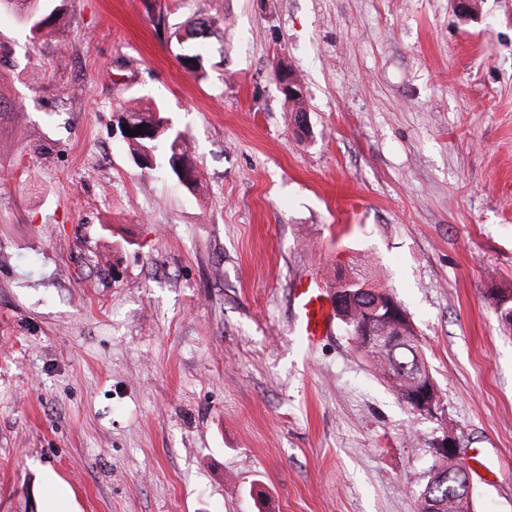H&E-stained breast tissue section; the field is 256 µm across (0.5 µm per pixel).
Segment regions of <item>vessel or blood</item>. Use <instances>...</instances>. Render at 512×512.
I'll use <instances>...</instances> for the list:
<instances>
[{"label": "vessel or blood", "instance_id": "b4317fda", "mask_svg": "<svg viewBox=\"0 0 512 512\" xmlns=\"http://www.w3.org/2000/svg\"><path fill=\"white\" fill-rule=\"evenodd\" d=\"M296 330L307 346H314L333 330L335 309L325 284L300 278L292 290Z\"/></svg>", "mask_w": 512, "mask_h": 512}]
</instances>
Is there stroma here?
I'll list each match as a JSON object with an SVG mask.
<instances>
[{
  "instance_id": "obj_1",
  "label": "stroma",
  "mask_w": 512,
  "mask_h": 512,
  "mask_svg": "<svg viewBox=\"0 0 512 512\" xmlns=\"http://www.w3.org/2000/svg\"><path fill=\"white\" fill-rule=\"evenodd\" d=\"M0 7V512H418L445 437L512 512V0H65ZM216 21L208 76L152 18ZM304 86L307 127L277 67ZM162 103L200 187L141 171ZM359 266L422 342L411 412L295 280ZM55 0H8L6 4L15 5L19 8L21 14L30 21V29L33 33H40L44 24H41L33 28V21L40 16L48 15L45 22H50L57 14L59 10L57 7L51 8L50 3ZM20 2V3H19ZM31 17V18H30ZM322 281L300 278L292 290L296 330L308 347H312L333 330L335 309ZM416 384L405 405L414 413L432 414L437 405V389L434 381L432 379H420Z\"/></svg>"
}]
</instances>
